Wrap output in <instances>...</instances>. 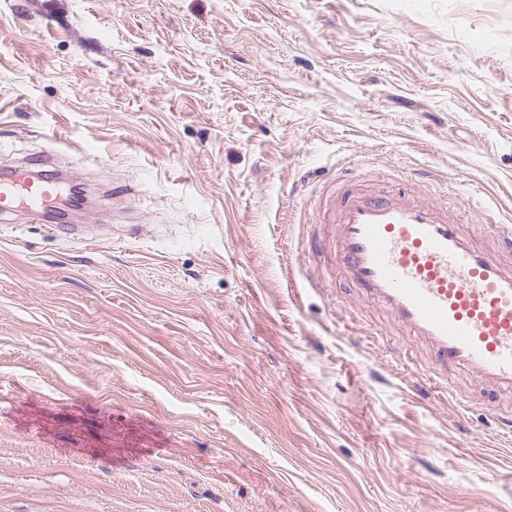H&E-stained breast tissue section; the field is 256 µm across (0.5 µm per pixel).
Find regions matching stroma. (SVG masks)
I'll return each instance as SVG.
<instances>
[{
  "instance_id": "1",
  "label": "stroma",
  "mask_w": 512,
  "mask_h": 512,
  "mask_svg": "<svg viewBox=\"0 0 512 512\" xmlns=\"http://www.w3.org/2000/svg\"><path fill=\"white\" fill-rule=\"evenodd\" d=\"M0 512H512V437L427 393L310 176L512 227V0H0ZM17 174L9 169H2L0 172V212H10L18 208L23 199L31 209L42 206V203L53 198L57 193L58 183L55 174L46 171L33 183L29 184L27 190H22L16 183Z\"/></svg>"
}]
</instances>
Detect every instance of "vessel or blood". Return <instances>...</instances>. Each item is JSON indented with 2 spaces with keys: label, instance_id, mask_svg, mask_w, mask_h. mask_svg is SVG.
<instances>
[{
  "label": "vessel or blood",
  "instance_id": "obj_1",
  "mask_svg": "<svg viewBox=\"0 0 512 512\" xmlns=\"http://www.w3.org/2000/svg\"><path fill=\"white\" fill-rule=\"evenodd\" d=\"M53 172L28 188L0 171V212L30 208L57 193ZM328 232L319 240L348 286L390 322L416 337L432 357L424 383L454 399L447 373L460 369L492 389L512 392V230L470 224L458 209L406 186L376 189L340 178L317 197Z\"/></svg>",
  "mask_w": 512,
  "mask_h": 512
}]
</instances>
